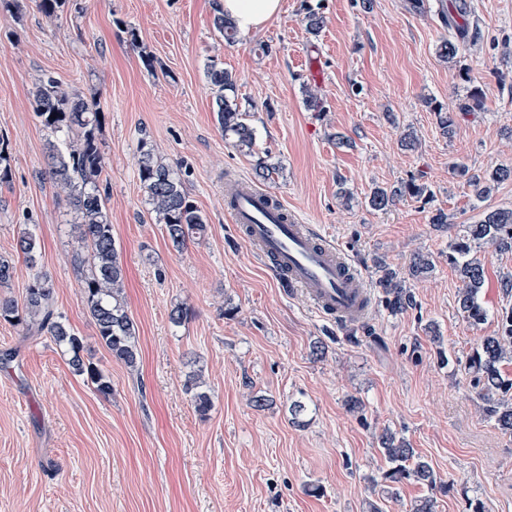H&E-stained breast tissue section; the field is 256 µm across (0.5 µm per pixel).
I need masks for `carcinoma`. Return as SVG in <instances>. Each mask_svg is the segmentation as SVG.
<instances>
[{
    "label": "carcinoma",
    "mask_w": 512,
    "mask_h": 512,
    "mask_svg": "<svg viewBox=\"0 0 512 512\" xmlns=\"http://www.w3.org/2000/svg\"><path fill=\"white\" fill-rule=\"evenodd\" d=\"M216 30L227 42L235 41V23L218 11L214 17ZM471 39L469 31L457 29L456 37L441 43L439 54L445 59L457 55L460 48ZM207 77L216 91L217 122L224 136L232 140L241 151H252L254 133L245 122L246 113L236 101L227 96L235 91L236 81L232 74L213 62L207 67ZM34 111L42 125L53 132L66 130L73 134L65 147L59 149L49 143L51 180L58 194L67 197L77 213L78 237L87 248L86 255H76L74 263L82 269L80 291L86 308L93 319L99 339L114 357L133 367L137 363V330L121 301L123 268L120 264L112 224L107 215V187L103 186L105 160L97 136L101 111L96 103L61 88L52 77H44L33 92ZM438 125L446 136L453 133L455 121L445 108L438 104L432 108ZM279 173V166L260 158L254 168V179L270 182ZM139 176L146 190L158 223L165 230L173 247L181 249L195 234L205 231V220L175 172L162 163L147 143H141ZM512 178V168L496 166L481 174L468 175L467 184L476 198L483 199L495 185ZM409 196L420 199L431 197L428 187L410 179L403 185L387 191L376 189L369 198L372 208L383 210L394 199ZM488 244L501 251L512 252V211H492L475 224L462 225V234L451 245L448 262L453 265L461 286L458 305L462 317L472 325L482 324L486 309L481 301L485 285L482 263L471 256L472 245ZM40 246L30 232L19 236L16 251L30 265H35ZM432 270V261L424 255L415 256L408 267L409 275L419 277ZM379 287L385 292V305L393 313H400L414 305L413 296L398 279L397 273L386 268L379 279ZM0 318L21 327L28 337L46 334L56 345L70 354L73 370L87 379L96 392L107 397L112 394V383L97 367L85 363L82 338L57 312L55 290L51 279L37 273L26 288L23 304L10 299L0 300ZM512 361V311L502 314L497 333L485 337L480 347L467 359L465 370L480 387L479 397L484 401V412L498 428L512 435V378L506 376L501 364ZM192 394L195 409L202 415L211 407L209 394L197 379L186 384ZM382 449L392 467L385 479L399 483L412 478L430 488L435 478L430 464L416 454L409 443L396 440L394 434L381 438Z\"/></svg>",
    "instance_id": "obj_1"
}]
</instances>
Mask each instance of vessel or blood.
Returning a JSON list of instances; mask_svg holds the SVG:
<instances>
[{"label": "vessel or blood", "instance_id": "obj_1", "mask_svg": "<svg viewBox=\"0 0 512 512\" xmlns=\"http://www.w3.org/2000/svg\"><path fill=\"white\" fill-rule=\"evenodd\" d=\"M272 197L243 182L225 196L224 209L266 269L300 291L319 316L340 326L362 324L372 302L364 277L313 225L273 207Z\"/></svg>", "mask_w": 512, "mask_h": 512}]
</instances>
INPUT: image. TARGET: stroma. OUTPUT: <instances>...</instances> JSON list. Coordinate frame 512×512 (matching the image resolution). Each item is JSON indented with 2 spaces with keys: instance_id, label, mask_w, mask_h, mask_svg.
Segmentation results:
<instances>
[{
  "instance_id": "1",
  "label": "stroma",
  "mask_w": 512,
  "mask_h": 512,
  "mask_svg": "<svg viewBox=\"0 0 512 512\" xmlns=\"http://www.w3.org/2000/svg\"><path fill=\"white\" fill-rule=\"evenodd\" d=\"M221 0H67L48 16L36 0L0 9V254L30 231L36 267L17 260L1 299L22 301L47 274L59 313L83 339V357L112 383L104 397L49 336L22 338L0 319V512H410L430 496L436 512H512V436L489 419L463 365L494 335L512 294V252H473L485 269L483 324L457 305L448 252L462 225L512 209V180L476 199L453 168L512 166V0H282L278 17L227 43L213 25ZM324 18L319 34L308 10ZM466 25L478 35L454 59L440 44ZM139 34L131 46L128 29ZM236 80L235 99L255 134L238 150L216 120L206 70ZM95 99L107 170V212L124 268L122 299L139 356L127 366L101 344L73 256L74 212L56 194L48 143L32 106L38 79ZM318 90L320 108L305 101ZM483 92L467 110L469 86ZM452 112L443 135L432 105ZM414 135L415 148L402 146ZM180 176L206 221L183 249L157 224L139 179L141 143ZM278 164L268 190L337 243L373 287L367 319L341 327L278 281L224 210V175L251 180L258 159ZM434 193L378 211L375 189L408 179ZM444 210L449 226L431 224ZM432 259L407 275L415 253ZM405 276L415 304L389 313L375 286L382 268ZM190 315L169 320L174 306ZM324 352L313 355L315 344ZM449 364H440V356ZM199 377L212 406L199 415L185 391ZM267 398L265 408L254 397ZM361 407L353 411L349 399ZM305 412L294 421L290 407ZM406 439L431 465L435 487L382 480L379 437Z\"/></svg>"
}]
</instances>
